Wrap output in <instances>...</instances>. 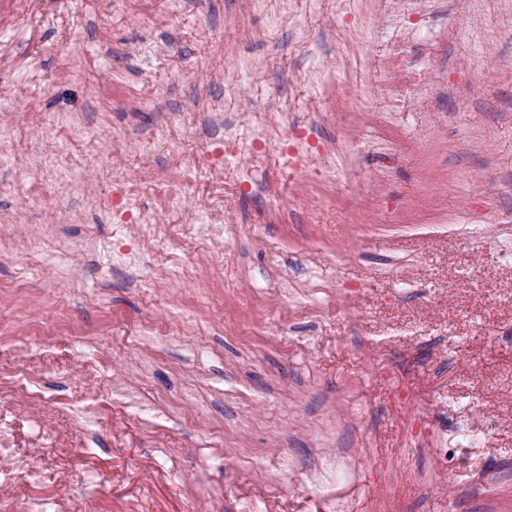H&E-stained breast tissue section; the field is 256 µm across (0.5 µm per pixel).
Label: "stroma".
Masks as SVG:
<instances>
[{
	"label": "stroma",
	"instance_id": "stroma-1",
	"mask_svg": "<svg viewBox=\"0 0 512 512\" xmlns=\"http://www.w3.org/2000/svg\"><path fill=\"white\" fill-rule=\"evenodd\" d=\"M354 6L344 37L297 8L270 40L246 0H0V140L44 121L28 156L57 112L105 145L176 112L180 146L206 148L209 102L235 94L243 129L316 97L302 77L331 47L342 90L294 123L356 158L332 180L229 159L218 269L175 236L121 266L131 241L86 211L146 167L193 216L214 189L180 182L177 156H86L85 219L52 226L0 158V512H512V0H434L412 25L405 58L434 85L425 116L396 113L389 170L366 110L387 30L378 0ZM36 233V256L13 250ZM189 259L191 285L173 276ZM327 454L357 469L320 495L301 481Z\"/></svg>",
	"mask_w": 512,
	"mask_h": 512
}]
</instances>
